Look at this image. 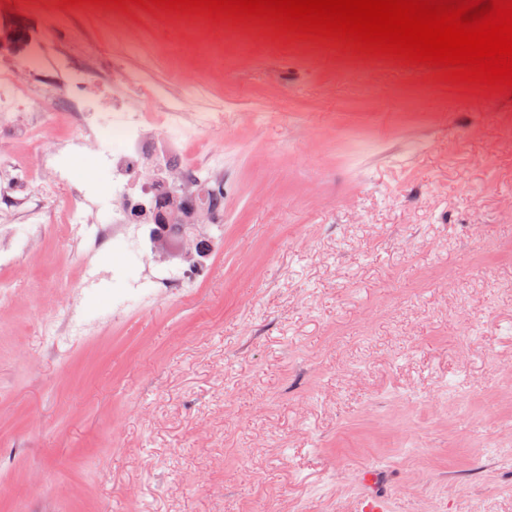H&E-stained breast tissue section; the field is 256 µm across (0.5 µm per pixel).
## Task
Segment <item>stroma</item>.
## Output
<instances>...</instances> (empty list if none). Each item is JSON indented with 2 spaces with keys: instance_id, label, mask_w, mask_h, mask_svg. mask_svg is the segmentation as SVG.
<instances>
[{
  "instance_id": "obj_1",
  "label": "stroma",
  "mask_w": 512,
  "mask_h": 512,
  "mask_svg": "<svg viewBox=\"0 0 512 512\" xmlns=\"http://www.w3.org/2000/svg\"><path fill=\"white\" fill-rule=\"evenodd\" d=\"M66 12L159 85L185 48L224 126L183 152L223 156L224 221L187 227L204 258L100 250L95 326L52 351L81 253L0 215V512H355L373 468L392 512H512V95L260 33L215 69L224 25ZM151 268L197 280L133 293Z\"/></svg>"
}]
</instances>
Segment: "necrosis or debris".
Wrapping results in <instances>:
<instances>
[{"label":"necrosis or debris","instance_id":"obj_1","mask_svg":"<svg viewBox=\"0 0 512 512\" xmlns=\"http://www.w3.org/2000/svg\"><path fill=\"white\" fill-rule=\"evenodd\" d=\"M66 16H52L26 54L0 60V130L12 128L19 142L30 145L28 159L0 154V213L16 214L28 224H44L47 218L65 225L73 243L88 261L78 292L72 293L67 310L52 325L56 336H77L86 324L76 322L72 312L80 301L79 291L96 282L89 264L98 250L116 239L143 243L150 237L151 223H129L123 208L132 191L162 202L168 194L189 197L209 213V221H224V197L215 186L224 172V159L207 153L194 160L178 151L181 139L199 127H216L222 117L216 112L187 114L186 98L161 86L147 85L143 76L126 73L123 54L111 60L77 52L67 40ZM159 103L162 114L154 116L132 96ZM53 101L50 109L26 108L29 92ZM94 150L99 165L112 172L108 194L97 193L89 184L74 181L69 163ZM46 173L50 189H31L32 171ZM65 195L70 204L55 209V195Z\"/></svg>","mask_w":512,"mask_h":512}]
</instances>
